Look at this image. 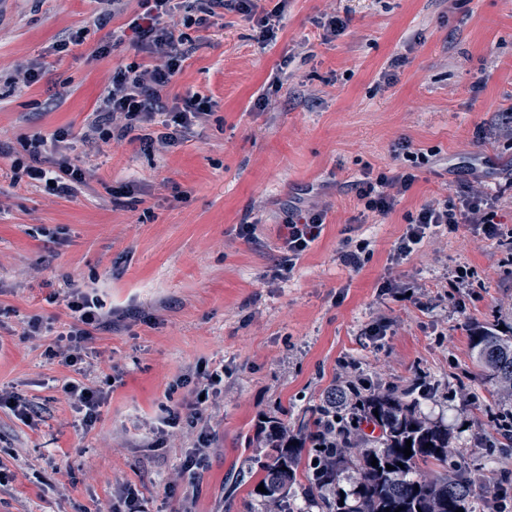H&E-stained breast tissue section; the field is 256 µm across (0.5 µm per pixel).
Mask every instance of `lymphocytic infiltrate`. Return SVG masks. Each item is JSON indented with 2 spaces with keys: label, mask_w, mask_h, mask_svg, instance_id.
Masks as SVG:
<instances>
[{
  "label": "lymphocytic infiltrate",
  "mask_w": 512,
  "mask_h": 512,
  "mask_svg": "<svg viewBox=\"0 0 512 512\" xmlns=\"http://www.w3.org/2000/svg\"><path fill=\"white\" fill-rule=\"evenodd\" d=\"M143 10L130 20L126 28L112 32L113 47L130 42L149 56V63H135L120 70L112 79L102 103L92 112L83 137L85 140L139 143L147 151L154 147L169 149L182 145L192 127L203 125L212 109L210 98L191 94L180 99H169L168 89L195 50L187 30L191 27L210 28L222 20L225 12H234L252 21L260 43L276 40L284 4L265 10L260 0H141ZM66 132H56L52 138L36 137L22 144L21 152L0 143V156L11 159V180L20 183L49 185L51 192L70 197L85 180V171L59 145ZM416 176L410 170L395 174H371L353 182L352 188L365 211L385 215L390 213L399 196L410 190ZM326 213L319 209L289 207L282 225L276 274L288 279L294 273L302 255L320 238ZM469 225L486 237L502 236L498 221L497 200L474 185L465 186L456 204L432 200L423 205L408 220L394 253L395 260L407 258L429 235L443 230L457 232L460 225ZM66 307L69 311L68 329L59 334L53 346L46 350L49 358L60 364L80 368L94 351L98 331L124 320L125 311L104 309L92 293L66 285ZM224 383L222 369L200 372L191 400L170 410L163 425L170 431L183 424L201 426L203 443H210L212 434L207 427L208 408L205 398L218 391ZM62 391L70 407L78 415L82 430H91L100 410L107 401L106 393L81 380L63 383Z\"/></svg>",
  "instance_id": "f902f5d3"
}]
</instances>
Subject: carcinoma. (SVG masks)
Here are the masks:
<instances>
[{
    "instance_id": "cac0c4a2",
    "label": "carcinoma",
    "mask_w": 512,
    "mask_h": 512,
    "mask_svg": "<svg viewBox=\"0 0 512 512\" xmlns=\"http://www.w3.org/2000/svg\"><path fill=\"white\" fill-rule=\"evenodd\" d=\"M470 346L487 382L512 395V330L475 328ZM433 390L425 383L416 394L400 393L368 379L332 386L317 408L314 430L292 434L278 422L264 429L261 440L271 454L260 480L266 492L256 495L276 508L281 505L297 480L301 451L309 441L314 454L306 467L317 485L336 487L342 465L349 462L357 474L354 503L341 502L338 492L325 502L326 512H477L489 477L456 456L448 427L422 417L420 401ZM363 420L379 431L375 448L364 447L366 433L353 425ZM408 439L412 455L407 457Z\"/></svg>"
}]
</instances>
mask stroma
Listing matches in <instances>:
<instances>
[{"instance_id":"1","label":"stroma","mask_w":512,"mask_h":512,"mask_svg":"<svg viewBox=\"0 0 512 512\" xmlns=\"http://www.w3.org/2000/svg\"><path fill=\"white\" fill-rule=\"evenodd\" d=\"M346 5L348 28L323 40L318 20ZM99 10L97 0L0 6V141L16 148L65 130L91 171L64 198L12 185L11 161L0 158V387L42 409L34 428L0 410V460L15 475L0 489V512H110L127 486L147 512H182L188 497L195 512H269L253 492L268 460L260 427L313 421L333 381L362 377L401 390L430 380L422 414L447 425L468 462L512 478L495 419L512 402L474 378L468 341L474 325L512 321V246L463 226L391 261L409 215L435 198L457 202L469 184L497 196L512 229V140L493 132L512 107V0H288L267 46L233 12L223 27L190 28L197 50L169 93L209 97L212 113L166 153L79 142L113 73L143 58L128 43L99 52L140 0L104 25ZM75 33L80 43L57 52ZM398 55L404 65L390 70ZM33 60L44 65L39 82H6ZM281 67L288 79L277 89ZM264 93L265 110L256 105ZM402 141L421 155L415 183L388 216L364 211L351 182L406 168L394 153ZM291 203L326 210V226L281 280ZM245 220L256 243L237 234ZM348 237L373 249L357 272L338 259ZM459 266L472 269L473 288H455ZM68 279L130 313L96 337L86 381L109 396L88 432L59 390L73 370L45 353L69 322ZM388 279L403 293L380 292ZM34 317L48 328L38 341L24 334ZM381 324L386 336H368ZM217 367L213 441L187 474L198 429L163 440L153 429L187 396L183 375Z\"/></svg>"}]
</instances>
